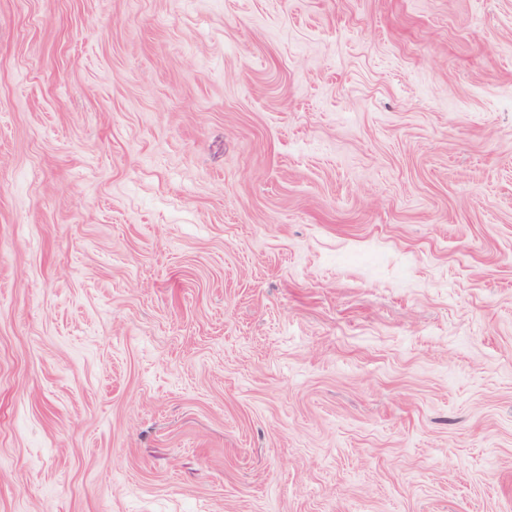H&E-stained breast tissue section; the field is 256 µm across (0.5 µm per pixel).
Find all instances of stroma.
<instances>
[{
  "label": "stroma",
  "mask_w": 512,
  "mask_h": 512,
  "mask_svg": "<svg viewBox=\"0 0 512 512\" xmlns=\"http://www.w3.org/2000/svg\"><path fill=\"white\" fill-rule=\"evenodd\" d=\"M0 512H512V0H0Z\"/></svg>",
  "instance_id": "1"
}]
</instances>
